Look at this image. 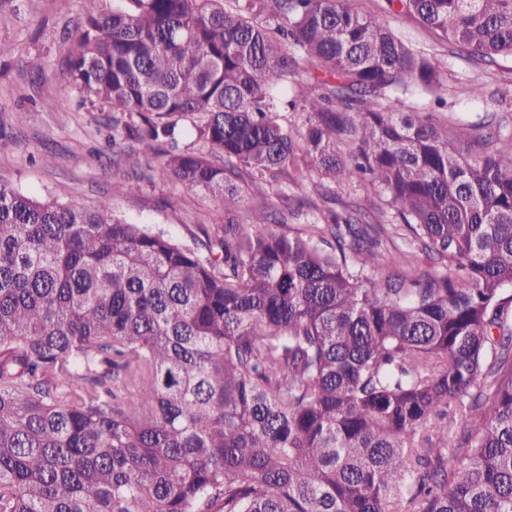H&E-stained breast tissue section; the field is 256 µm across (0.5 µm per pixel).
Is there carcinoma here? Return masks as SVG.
Listing matches in <instances>:
<instances>
[{
	"mask_svg": "<svg viewBox=\"0 0 512 512\" xmlns=\"http://www.w3.org/2000/svg\"><path fill=\"white\" fill-rule=\"evenodd\" d=\"M82 8V103L225 224L188 245L0 180V512H512V133L463 154L406 111L441 74L359 0ZM387 11L512 59V0ZM290 168L382 219L237 217ZM417 249L432 270L390 272Z\"/></svg>",
	"mask_w": 512,
	"mask_h": 512,
	"instance_id": "cac0c4a2",
	"label": "carcinoma"
}]
</instances>
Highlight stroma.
Returning a JSON list of instances; mask_svg holds the SVG:
<instances>
[{"mask_svg": "<svg viewBox=\"0 0 512 512\" xmlns=\"http://www.w3.org/2000/svg\"><path fill=\"white\" fill-rule=\"evenodd\" d=\"M0 11L13 16L0 28V179L28 196L63 204L93 206L111 199L116 217L187 243L223 223L220 203L183 189L161 166L140 165L134 143L111 144V112L79 106L60 63L64 31L79 19V0L65 6L59 0H0ZM391 24L433 57L446 101L440 118L474 124L489 117L512 129L511 62L490 66L462 56L410 17L392 18ZM476 87L483 89V99H473ZM117 181L127 186L120 196L112 193ZM381 206L378 196L358 185L325 191L291 173L245 195L238 208L261 209L296 227L323 223L332 212L371 222Z\"/></svg>", "mask_w": 512, "mask_h": 512, "instance_id": "stroma-1", "label": "stroma"}]
</instances>
